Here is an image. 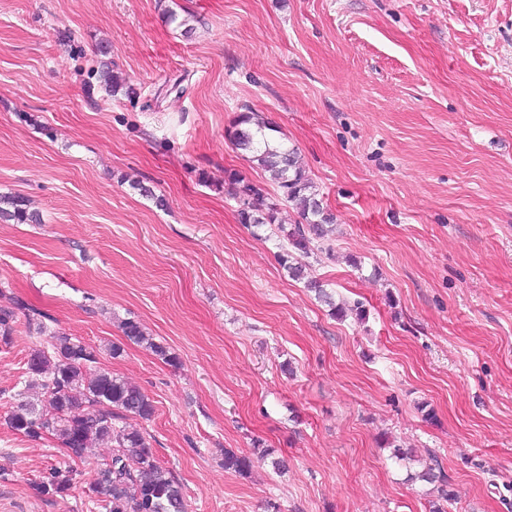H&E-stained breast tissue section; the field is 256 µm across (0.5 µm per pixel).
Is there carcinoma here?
Listing matches in <instances>:
<instances>
[{"label": "carcinoma", "mask_w": 512, "mask_h": 512, "mask_svg": "<svg viewBox=\"0 0 512 512\" xmlns=\"http://www.w3.org/2000/svg\"><path fill=\"white\" fill-rule=\"evenodd\" d=\"M271 122L254 117L250 112L237 116L230 138L233 145L251 153L252 161L269 175L281 198L294 203L301 221L289 230L278 224V204L265 189L242 180L237 173L224 170V180L237 186L234 199L237 216L247 226L278 225L285 244L278 260L292 278L304 276L302 258L311 254L315 240L327 241L334 231L335 217L324 206L316 185L305 174L295 148L272 144ZM0 217L19 224H38L39 213L21 196H0ZM307 287L329 307L336 318L345 316V304L335 301L333 294L317 280ZM46 315L30 307L22 299H12V306L0 307V341L8 343L20 321L28 331L49 334L48 346L34 349L27 361L23 386L14 393L13 406L5 416L7 425L31 439L53 438L74 461L89 457L95 443L113 446L112 455L98 464L91 490L98 496L100 512H185V494L170 469L162 466L155 448L141 429L125 423L129 417L151 420L155 408L150 397L138 386L109 371L87 373V367L98 363L97 348L83 343L65 332H47ZM127 341L151 351L166 363L176 357L155 340L145 327L133 319L120 322ZM393 457L405 464L406 481L420 482L432 496L430 512H447L453 494L448 490V476L434 457L423 463L409 448L393 449ZM252 460L246 455L224 452V470L242 474ZM78 471L51 468L36 490L52 499L65 495L76 480Z\"/></svg>", "instance_id": "1"}]
</instances>
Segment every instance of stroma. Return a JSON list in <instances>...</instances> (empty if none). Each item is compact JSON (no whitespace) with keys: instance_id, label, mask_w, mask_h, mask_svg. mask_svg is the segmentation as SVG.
Wrapping results in <instances>:
<instances>
[{"instance_id":"35a3bbf8","label":"stroma","mask_w":512,"mask_h":512,"mask_svg":"<svg viewBox=\"0 0 512 512\" xmlns=\"http://www.w3.org/2000/svg\"><path fill=\"white\" fill-rule=\"evenodd\" d=\"M103 46L134 96L105 92ZM247 111L336 217L307 278L365 320L330 316L212 187L267 182L229 138ZM0 195L42 216L0 220V305L149 395L187 512H429L393 443L437 457L448 512H512V0H0ZM44 343L0 346V512H98L111 448L75 462L4 421ZM53 467L79 475L51 501ZM119 328L123 336L130 343L144 347L166 363L174 364L176 362V357L170 353L168 348L161 342H157L140 322L133 319H125L120 322Z\"/></svg>"}]
</instances>
